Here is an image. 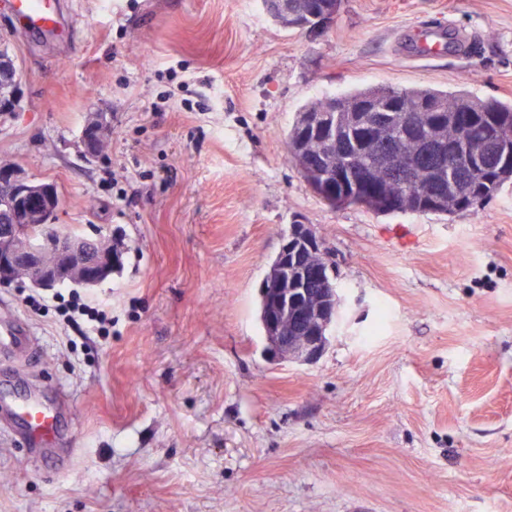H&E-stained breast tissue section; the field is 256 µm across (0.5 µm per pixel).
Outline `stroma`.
Listing matches in <instances>:
<instances>
[{"label":"stroma","instance_id":"1","mask_svg":"<svg viewBox=\"0 0 512 512\" xmlns=\"http://www.w3.org/2000/svg\"><path fill=\"white\" fill-rule=\"evenodd\" d=\"M70 5L50 39L0 0L22 94L0 161L55 184L59 229L122 266L0 286L30 336L0 391L64 403L49 458L0 421V512H512V183L474 215L384 216L330 207L287 149L303 104L354 88L512 102V0H342L320 35L264 0ZM440 30L458 47L419 51ZM294 224L331 247L342 303L317 361L275 364L260 285ZM72 292L108 335L63 320ZM109 131L110 125L102 115L93 114L85 122L79 136L85 159L96 160L100 156L99 143L105 139ZM61 302L59 303V310L62 312V316L65 318L75 319V315L86 316L88 320L96 322L99 326L97 331L101 334H106L112 318H108L107 313L104 310L91 307L85 303L80 296L71 295L66 300L65 297H59ZM109 333V330H108Z\"/></svg>","mask_w":512,"mask_h":512}]
</instances>
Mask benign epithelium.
<instances>
[{
  "label": "benign epithelium",
  "instance_id": "1",
  "mask_svg": "<svg viewBox=\"0 0 512 512\" xmlns=\"http://www.w3.org/2000/svg\"><path fill=\"white\" fill-rule=\"evenodd\" d=\"M339 6L340 0L325 3L314 31L320 33L328 28L335 21ZM1 74L7 83L0 111L15 112L21 102L19 69L0 38ZM109 131L108 121L99 114L85 122L79 136L85 159L100 156L99 143ZM290 157L311 189L320 196L326 195L321 172L294 149L290 150ZM58 211L59 197L53 185L34 183L13 165L0 166V285H10L23 274L25 280L41 288H53L61 282L90 288L112 275L117 263L112 240L56 230ZM295 233L305 239L306 246L316 245L322 263L332 267L331 249L311 225L298 224ZM260 295L271 304L261 319L270 358L300 363L319 359L337 319L340 298L336 286L328 284L322 289V303L307 305V281L299 277V266L277 255L262 281Z\"/></svg>",
  "mask_w": 512,
  "mask_h": 512
}]
</instances>
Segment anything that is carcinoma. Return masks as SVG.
Returning <instances> with one entry per match:
<instances>
[{"label": "carcinoma", "mask_w": 512, "mask_h": 512, "mask_svg": "<svg viewBox=\"0 0 512 512\" xmlns=\"http://www.w3.org/2000/svg\"><path fill=\"white\" fill-rule=\"evenodd\" d=\"M367 98L395 104L394 111L383 113L376 132L351 118L355 106ZM428 102L437 111L425 113V125L406 129L408 113L402 108H422ZM311 112L329 114L326 134L307 123ZM509 134L512 103L476 98L463 90L381 86L326 96L303 107L288 132V145L301 143L303 153L320 169H330L332 207L357 205L383 215L454 217L477 213L512 180L511 148L499 146L496 160L486 161L489 141ZM435 142L443 144L448 155L464 149L481 164L470 168L450 159L441 170L431 152Z\"/></svg>", "instance_id": "1"}]
</instances>
